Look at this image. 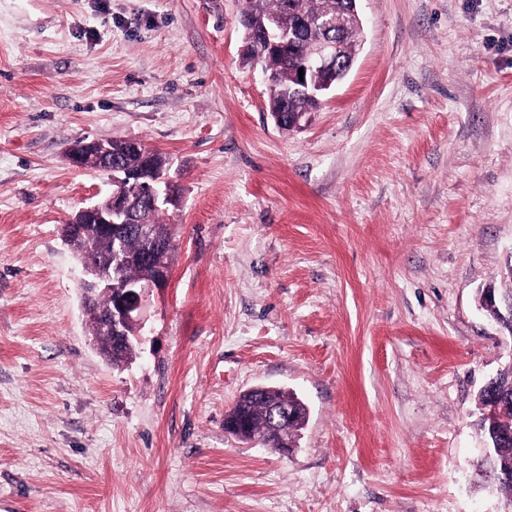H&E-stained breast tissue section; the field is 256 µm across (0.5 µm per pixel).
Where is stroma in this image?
I'll return each mask as SVG.
<instances>
[{
    "instance_id": "1",
    "label": "stroma",
    "mask_w": 512,
    "mask_h": 512,
    "mask_svg": "<svg viewBox=\"0 0 512 512\" xmlns=\"http://www.w3.org/2000/svg\"><path fill=\"white\" fill-rule=\"evenodd\" d=\"M244 0H0V512H512L475 395L512 336V0H361L353 68L278 128ZM162 154L168 287L128 366L90 342L60 226L111 189L77 141ZM309 416L281 456L247 389ZM495 288V296L496 299H501L504 297L512 298V278L507 277L505 279L499 278V281H493L487 284L485 287L478 289L477 291V303L481 310H483L490 318H494L497 314V311L492 308V305L487 303V292ZM273 402L288 406L295 414V419L288 423L290 418L288 407L271 405L267 416L271 439L279 436L281 428L288 424L282 430L281 438L288 444L295 446L298 431L303 429L307 421L308 410L306 405L294 393L276 387L265 386V392L259 394H253L250 390L243 393L224 416L225 433L232 436L228 431L232 432L230 427L233 426L238 430L233 432L238 440H258L262 445L269 448L267 446L265 418L267 408ZM245 423L248 425L247 427H245ZM288 444L282 445L283 447L269 449L280 455L288 456L294 448H288Z\"/></svg>"
}]
</instances>
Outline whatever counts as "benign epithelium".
Segmentation results:
<instances>
[{
    "label": "benign epithelium",
    "instance_id": "obj_1",
    "mask_svg": "<svg viewBox=\"0 0 512 512\" xmlns=\"http://www.w3.org/2000/svg\"><path fill=\"white\" fill-rule=\"evenodd\" d=\"M356 2L351 0V7L340 10V14L334 17L323 15L312 23L317 35L312 38L313 48L302 68L306 72L332 75L336 80H312L306 74H296L293 78L294 91L323 98L349 74L354 60L344 58V36L351 27L362 25ZM335 26L339 27L336 32L332 31ZM262 40L266 41L267 51L278 53L288 45V31H267L262 34ZM66 158L74 167L109 174L112 183L117 185L99 201L79 209L68 223L61 225V236L66 244H71L77 236L85 243L84 250L78 253L82 305H89L98 295L110 297L112 289L116 288L119 293L114 302L101 311L103 322L111 332L119 333L129 323L140 330L145 325L143 313L151 292L167 286L170 268L164 262L155 267L152 276L128 282L124 279L126 267L133 262H143L152 253L171 252L174 239L161 236L152 224L137 222V213L143 203L156 208L177 206L174 186L163 169L151 168L144 175L139 172L133 177L128 175L120 165L112 163V148L105 141L73 143L67 149ZM131 229L143 241L146 254L132 256L125 251L124 237ZM96 236L112 239L111 255L103 259L93 256L92 241ZM289 418L287 407L273 405L269 408L267 424L271 437L279 436Z\"/></svg>",
    "mask_w": 512,
    "mask_h": 512
}]
</instances>
